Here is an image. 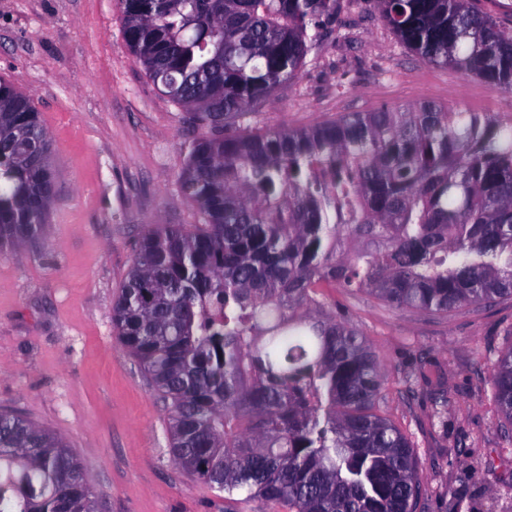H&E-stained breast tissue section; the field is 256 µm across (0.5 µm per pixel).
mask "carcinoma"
Returning <instances> with one entry per match:
<instances>
[{"instance_id": "cac0c4a2", "label": "carcinoma", "mask_w": 512, "mask_h": 512, "mask_svg": "<svg viewBox=\"0 0 512 512\" xmlns=\"http://www.w3.org/2000/svg\"><path fill=\"white\" fill-rule=\"evenodd\" d=\"M119 3L146 75L212 132L177 178L200 225L149 229L112 306L169 404L174 459L227 500L415 512L414 444L375 412L381 365L320 289L434 315L511 300L512 119L428 102L262 127L253 104L298 78L343 0ZM377 4L425 62L512 90V35L476 0ZM54 195L37 109L0 79V245L38 237ZM489 385L512 426V347ZM0 512H97L63 439L6 413Z\"/></svg>"}]
</instances>
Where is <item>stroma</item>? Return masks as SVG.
<instances>
[{
    "instance_id": "35a3bbf8",
    "label": "stroma",
    "mask_w": 512,
    "mask_h": 512,
    "mask_svg": "<svg viewBox=\"0 0 512 512\" xmlns=\"http://www.w3.org/2000/svg\"><path fill=\"white\" fill-rule=\"evenodd\" d=\"M0 77L33 99L55 182L43 234L19 251L0 247V413L63 438L99 512H284L225 501L175 463L167 405L112 330L142 235L199 221L177 177L186 145L208 129L130 53L119 0H0ZM423 102L512 118V91L425 63L384 25L376 0H350L299 79L253 109L263 126L300 128ZM334 297L386 373L379 413L414 443L417 512H512V443L488 385L512 346V301L438 316L361 292Z\"/></svg>"
}]
</instances>
